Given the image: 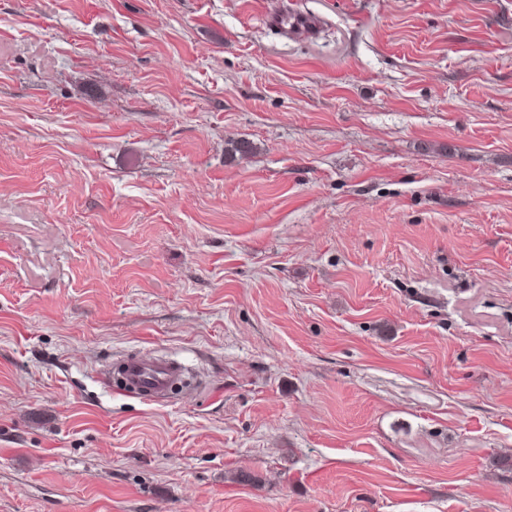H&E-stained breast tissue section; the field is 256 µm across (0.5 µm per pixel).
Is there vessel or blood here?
<instances>
[{"label":"vessel or blood","mask_w":512,"mask_h":512,"mask_svg":"<svg viewBox=\"0 0 512 512\" xmlns=\"http://www.w3.org/2000/svg\"><path fill=\"white\" fill-rule=\"evenodd\" d=\"M112 375L121 388L149 399L165 396L181 383L180 364L151 357L129 358L118 364Z\"/></svg>","instance_id":"1"}]
</instances>
